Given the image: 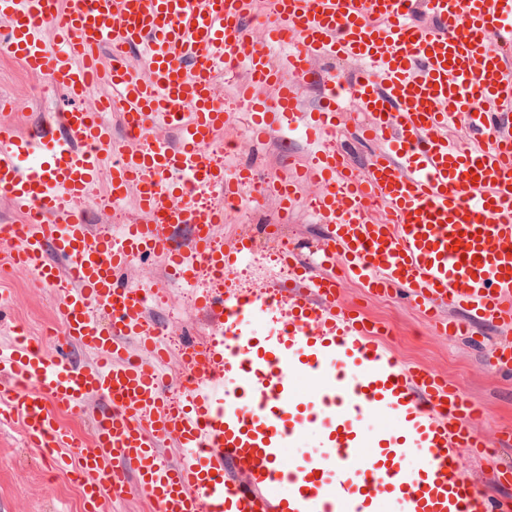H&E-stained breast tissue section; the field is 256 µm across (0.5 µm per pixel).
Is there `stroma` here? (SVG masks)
Listing matches in <instances>:
<instances>
[{"mask_svg": "<svg viewBox=\"0 0 512 512\" xmlns=\"http://www.w3.org/2000/svg\"><path fill=\"white\" fill-rule=\"evenodd\" d=\"M213 81L218 101L229 114L225 138L242 143L241 162L253 164L264 173L285 174L289 161L308 156L305 141L297 136L271 133L266 140L252 143L245 110L239 98L241 87L250 81L242 67L216 69ZM17 99L19 106L9 118L17 130L27 134L38 129L49 116L71 105L66 93L45 89L42 78L31 76L7 52L0 50V98ZM280 232L302 258H310L322 237V227L306 206H298L291 223ZM127 277L156 289L157 300L148 306L149 317L161 327L194 332L208 341L224 333V323L202 314L195 301L186 299L185 290L170 279L161 260L150 259L132 265ZM233 287L261 289L269 284L283 286L285 293L295 290L292 276L268 254L256 252L251 260L232 275ZM347 299L360 306L390 330L382 339L393 356L403 363L424 366L444 374L463 394L484 410L477 427L492 448L491 461L470 458L461 453L460 463L478 486L492 494L501 492L494 474L500 468H512V370L493 367L490 355L495 348L512 344V330L487 327L476 335L448 336L426 323L415 302L401 294L382 297L365 295L354 283L343 284ZM0 346L8 345L13 325L25 326L31 335H41L51 325L58 295L55 290L36 285L24 274L0 270ZM0 512H83L80 487L68 471L59 469L54 459L24 447L18 433L0 429Z\"/></svg>", "mask_w": 512, "mask_h": 512, "instance_id": "stroma-1", "label": "stroma"}]
</instances>
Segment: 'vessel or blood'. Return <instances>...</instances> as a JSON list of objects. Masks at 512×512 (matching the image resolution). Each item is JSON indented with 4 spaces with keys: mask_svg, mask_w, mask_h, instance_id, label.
Segmentation results:
<instances>
[{
    "mask_svg": "<svg viewBox=\"0 0 512 512\" xmlns=\"http://www.w3.org/2000/svg\"><path fill=\"white\" fill-rule=\"evenodd\" d=\"M254 4L0 0V50L72 101L57 128L22 136L0 122V196L23 217L4 230L11 263L59 294L48 341L22 333L0 349V423L70 465L85 512H112L132 483L157 512H378L383 501L397 512H512L461 474L460 449L491 456L481 409L446 378L400 364L379 343L384 326L341 299L354 278L374 295L412 296L451 336L512 326V0H268L256 30ZM422 4L435 25L409 23ZM274 45L288 49L277 62ZM133 52L147 76L129 67ZM320 57L361 67L330 77L304 112ZM239 64L276 90L271 101L240 93L253 140L298 128L312 147L280 177L226 169L214 154L227 115L212 73ZM101 84L111 97L86 108ZM350 101L368 118L361 138L381 144L361 170L326 144ZM112 108L127 138L103 119ZM457 125L468 145L447 137ZM131 192L142 220L116 237L92 234L81 203ZM244 194L254 206L273 200L279 224L306 202L323 227L317 264L285 257L301 287L289 301L222 287L255 251L248 236L213 243L228 202ZM181 224L193 230L176 245L169 234ZM151 255L170 278L206 281L197 305L224 317L223 339L181 356L200 381L176 405L160 328L120 277ZM443 306L454 317L440 318ZM278 311L275 334L253 335L252 315ZM74 346L89 364L72 358ZM93 397L108 407L90 437L58 422ZM366 415L401 426L371 435ZM308 432L318 448L284 464ZM169 440L184 450L179 462L162 454Z\"/></svg>",
    "mask_w": 512,
    "mask_h": 512,
    "instance_id": "b4317fda",
    "label": "vessel or blood"
}]
</instances>
